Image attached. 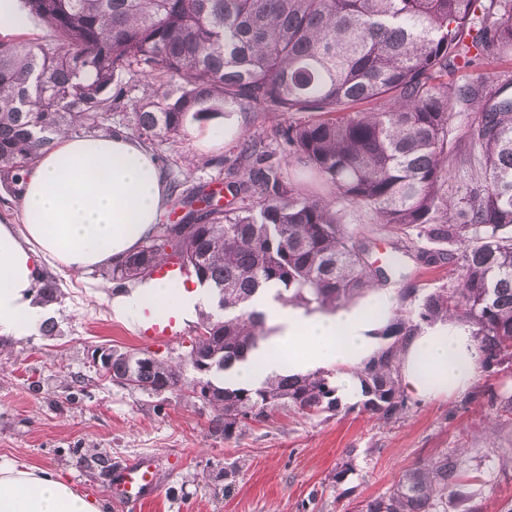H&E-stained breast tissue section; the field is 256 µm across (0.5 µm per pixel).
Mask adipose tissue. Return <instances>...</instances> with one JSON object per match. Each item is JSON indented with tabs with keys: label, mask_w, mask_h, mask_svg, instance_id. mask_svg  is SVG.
<instances>
[{
	"label": "adipose tissue",
	"mask_w": 512,
	"mask_h": 512,
	"mask_svg": "<svg viewBox=\"0 0 512 512\" xmlns=\"http://www.w3.org/2000/svg\"><path fill=\"white\" fill-rule=\"evenodd\" d=\"M168 202L164 176L150 152L126 135H60L24 174L19 223L0 222V335H29L38 320L37 288L44 265L74 274L118 264L153 232ZM190 293L165 283L116 295V317L143 308L162 315L188 305ZM271 334L232 371L235 383H254L288 366L309 373L331 361L342 366L336 385L358 391L349 372L373 352L367 334L380 308L308 313L266 306ZM478 367L469 330L438 326L404 346V386L431 399L468 387ZM0 512H108L104 500L80 492L48 470L0 464Z\"/></svg>",
	"instance_id": "ef3b65f1"
}]
</instances>
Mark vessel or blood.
<instances>
[{
    "label": "vessel or blood",
    "instance_id": "vessel-or-blood-1",
    "mask_svg": "<svg viewBox=\"0 0 512 512\" xmlns=\"http://www.w3.org/2000/svg\"><path fill=\"white\" fill-rule=\"evenodd\" d=\"M152 277L187 291L196 286L194 275L173 262L157 265ZM138 331L140 335L159 341L174 338L182 332L181 316L174 311L162 319L144 317ZM111 487L115 501L129 508L130 512H141L146 504L159 497L161 480L151 458L142 456L118 468L112 477Z\"/></svg>",
    "mask_w": 512,
    "mask_h": 512
}]
</instances>
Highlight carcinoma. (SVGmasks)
<instances>
[{
  "label": "carcinoma",
  "mask_w": 512,
  "mask_h": 512,
  "mask_svg": "<svg viewBox=\"0 0 512 512\" xmlns=\"http://www.w3.org/2000/svg\"><path fill=\"white\" fill-rule=\"evenodd\" d=\"M54 33L50 41L0 38V178L21 196L23 173L61 133L84 135L135 104L141 144L158 148L233 107L309 120L278 123L238 146L225 171L234 202L194 210L204 195L180 180L171 194L188 211L154 233L110 275L142 283L163 260L192 268L209 287L213 311L172 365L132 361L112 349V378L159 393L196 377L191 392L214 412L224 439L279 409L316 416L339 406L332 372L274 374L255 385L221 379L269 336L258 294L283 307L334 309L379 284L409 246H394L387 268L340 222L333 200L285 176L264 138L316 173L334 193L371 208L392 231L418 228L462 246L427 263H459L455 285L428 294L426 323L463 319L486 361L512 359V95L502 87L448 82L458 66L512 54V0H22ZM140 75L145 82L122 80ZM477 109L461 136L451 120ZM480 152V171L457 199L444 190L448 161ZM419 324L393 322L386 349L357 372L361 410L384 418L404 406L398 353ZM459 464L443 456L405 471L392 491L361 512H436L455 492Z\"/></svg>",
  "instance_id": "cac0c4a2"
}]
</instances>
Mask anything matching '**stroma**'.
Returning a JSON list of instances; mask_svg holds the SVG:
<instances>
[{
    "label": "stroma",
    "instance_id": "stroma-1",
    "mask_svg": "<svg viewBox=\"0 0 512 512\" xmlns=\"http://www.w3.org/2000/svg\"><path fill=\"white\" fill-rule=\"evenodd\" d=\"M448 78L497 90L512 84V56ZM279 119L271 112L225 113L219 120L224 139L216 144L201 140L207 123H191L163 145L169 169L203 186L211 206L226 207L227 159L243 139ZM335 209L350 231L372 244L373 260L385 262L396 234L370 208L339 197ZM406 239L412 250L402 255L390 282L346 304L361 310L389 296L383 321L369 329L380 350L392 342L383 333L386 323L416 319L423 297L458 277L448 263L416 258L420 251H447V243L412 228ZM42 282L56 290L55 300L39 311L53 330L0 338V462L56 472L88 496L107 499L115 468L150 456L163 489L143 512H359L387 494L405 470L449 455L458 459L462 477L439 512H502L512 503V419L489 416L491 403L512 399V362L479 363L462 391L430 400L406 396L405 409L391 420L343 398L336 412H282L228 441L212 428L210 408L189 389L135 391L102 376L93 360L98 347L112 345L179 361L197 334L199 313L187 315L182 336L159 343L139 336L136 321L114 317L116 282L103 269L76 277L48 265ZM174 456L182 461L176 471L169 468Z\"/></svg>",
    "mask_w": 512,
    "mask_h": 512
}]
</instances>
